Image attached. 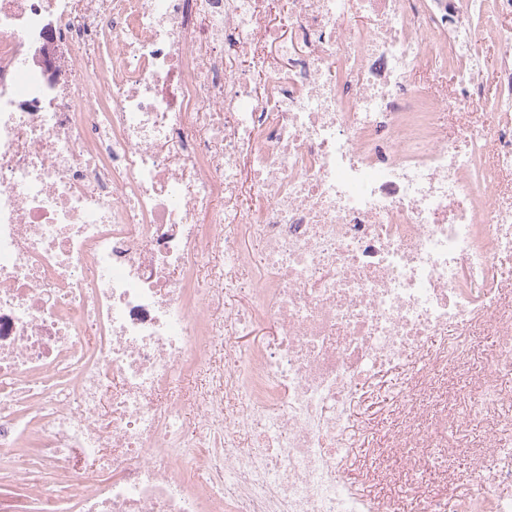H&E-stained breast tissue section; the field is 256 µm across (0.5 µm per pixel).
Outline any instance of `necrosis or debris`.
<instances>
[{"mask_svg":"<svg viewBox=\"0 0 512 512\" xmlns=\"http://www.w3.org/2000/svg\"><path fill=\"white\" fill-rule=\"evenodd\" d=\"M479 7L289 0L273 24L264 0H0V474L32 512H452L358 496L344 439L362 384L405 365L399 443L436 446L417 397L475 329L499 348L461 424L512 372V0L483 29ZM486 39L491 125L464 109ZM439 53L457 74L431 96L408 72ZM245 238L262 261L233 308ZM467 484L453 512H512L498 433Z\"/></svg>","mask_w":512,"mask_h":512,"instance_id":"4bbe7bcc","label":"necrosis or debris"}]
</instances>
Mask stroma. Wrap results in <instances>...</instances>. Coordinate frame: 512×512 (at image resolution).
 <instances>
[{
    "instance_id": "stroma-1",
    "label": "stroma",
    "mask_w": 512,
    "mask_h": 512,
    "mask_svg": "<svg viewBox=\"0 0 512 512\" xmlns=\"http://www.w3.org/2000/svg\"><path fill=\"white\" fill-rule=\"evenodd\" d=\"M470 344L466 360L439 372L433 380L434 388L447 392V403L435 401L425 410L429 419L442 420L449 442L460 444V451L449 456L444 468L428 460L416 466L408 464L396 441L404 417L394 407L403 391V373L396 370L376 375L352 408L347 475L357 491L385 502L429 496L452 500L465 492L474 463L473 449L484 446L490 429L512 424V372L498 379L506 400L489 408L465 431H458L455 421L447 420L448 408L456 407L460 397L483 376L487 359L497 349V338L490 330L480 329L471 335Z\"/></svg>"
}]
</instances>
